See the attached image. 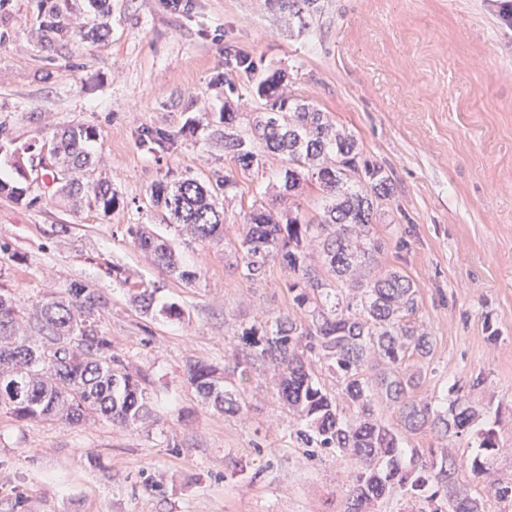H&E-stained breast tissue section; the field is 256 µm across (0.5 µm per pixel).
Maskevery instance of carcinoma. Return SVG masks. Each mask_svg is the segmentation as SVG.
Returning a JSON list of instances; mask_svg holds the SVG:
<instances>
[{
	"label": "carcinoma",
	"mask_w": 512,
	"mask_h": 512,
	"mask_svg": "<svg viewBox=\"0 0 512 512\" xmlns=\"http://www.w3.org/2000/svg\"><path fill=\"white\" fill-rule=\"evenodd\" d=\"M280 82L274 73L261 84L263 111L248 126L224 113V151L245 177L264 168L254 143L284 155V190L292 194L310 179L325 191L326 204L312 217L298 205L281 213L250 206L237 261L240 275L257 282L269 264L279 263L288 272L296 311L243 329L241 340L278 370L279 399L306 453L348 458L344 512H379L390 500L405 504L403 512H485L482 500L457 492L448 449L402 446L407 435L427 428L445 438L470 432L478 448L466 460L467 469L486 482L487 500L512 501V479L491 477L498 454L495 433L481 427L479 411L465 402L460 388L449 386L437 405L414 396L421 372L404 368V361L431 357L434 340L419 319L415 283L400 268H380L387 243L374 224L379 207L391 198L384 169L362 157L357 138L326 113L291 105L278 93ZM94 137L84 127L55 136V159L71 173L60 191L108 210L115 203L111 185L79 177L93 166L87 142ZM214 179L207 186L191 177L154 183L151 193L166 223L196 240L223 235L227 217L218 195L238 182L228 173ZM127 232L168 275L187 285L196 279L180 266L168 239L140 224L129 225ZM314 244L321 248L319 267L309 252ZM105 307L100 291L81 282L39 301L33 313L0 292L1 415L73 426L105 419L126 428L148 417L147 378L131 372L125 358L112 351L99 324ZM316 358L329 362L336 392L314 379L308 364ZM185 378L215 408L242 411L240 390L226 388L213 366L190 361ZM341 399L351 415L340 409ZM384 408L396 410L401 431L385 423Z\"/></svg>",
	"instance_id": "cac0c4a2"
}]
</instances>
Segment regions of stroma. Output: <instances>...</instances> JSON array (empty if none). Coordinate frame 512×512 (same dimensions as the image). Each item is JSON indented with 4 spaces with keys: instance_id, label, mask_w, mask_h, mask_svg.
<instances>
[{
    "instance_id": "35a3bbf8",
    "label": "stroma",
    "mask_w": 512,
    "mask_h": 512,
    "mask_svg": "<svg viewBox=\"0 0 512 512\" xmlns=\"http://www.w3.org/2000/svg\"><path fill=\"white\" fill-rule=\"evenodd\" d=\"M280 3L192 0L175 12L166 0H0V178L29 190L0 195V289L28 307L75 281L99 289L102 326L148 375L152 409L135 430L0 416V512H344L348 462L304 453L270 365L257 363L234 415L183 378L201 360L233 381L249 352L242 329L292 310L281 265L258 282L235 268L243 216L283 156L240 178L220 240L185 241L151 196L164 179L234 169L216 121L252 120L273 71L290 100L326 112L384 167L381 263L414 281L435 340L417 394L461 386L494 424L496 476L512 478V24L493 0H317L296 14ZM51 14L66 37H46ZM236 51L255 72L236 68ZM72 126L97 132L88 149L116 193L111 211L73 206L57 167L38 163ZM156 130L172 141L151 152L141 139ZM131 224L168 238L195 281L138 250ZM146 288L148 314L132 302ZM171 303L177 315H160Z\"/></svg>"
}]
</instances>
